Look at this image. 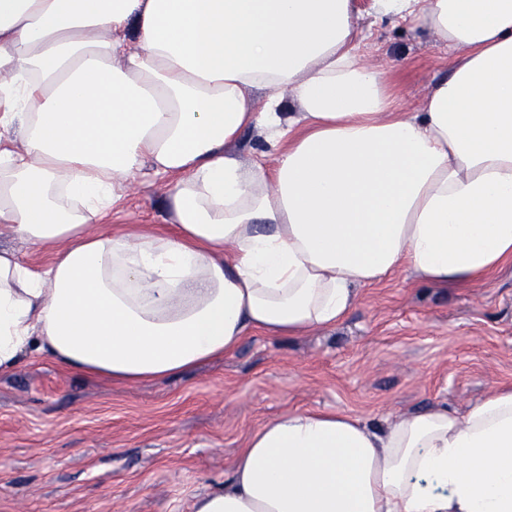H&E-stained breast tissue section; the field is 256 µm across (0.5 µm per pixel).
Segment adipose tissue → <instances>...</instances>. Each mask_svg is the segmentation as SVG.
I'll use <instances>...</instances> for the list:
<instances>
[{
	"instance_id": "adipose-tissue-1",
	"label": "adipose tissue",
	"mask_w": 512,
	"mask_h": 512,
	"mask_svg": "<svg viewBox=\"0 0 512 512\" xmlns=\"http://www.w3.org/2000/svg\"><path fill=\"white\" fill-rule=\"evenodd\" d=\"M447 47L419 111L354 0H0V375L28 355L160 380L336 326L402 272L512 266V0H373ZM258 132L266 149L235 146ZM164 223L95 231L143 170ZM193 512H512V383L373 424L277 415ZM1 246H9L16 250L29 264L35 267L47 265L52 259L51 253L44 249H39L30 244L14 239L6 234L0 237Z\"/></svg>"
}]
</instances>
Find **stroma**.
Returning <instances> with one entry per match:
<instances>
[{
  "mask_svg": "<svg viewBox=\"0 0 512 512\" xmlns=\"http://www.w3.org/2000/svg\"><path fill=\"white\" fill-rule=\"evenodd\" d=\"M356 0L361 53L394 72L405 111L448 73V51L406 31L372 25ZM144 172L100 224L164 218ZM512 381V268L482 288H432L407 274L363 291L328 330L249 336L233 355L159 381L116 385L28 357L0 376V512H192L223 485L248 434L295 409L336 408L368 418L436 401L465 411Z\"/></svg>",
  "mask_w": 512,
  "mask_h": 512,
  "instance_id": "35a3bbf8",
  "label": "stroma"
}]
</instances>
